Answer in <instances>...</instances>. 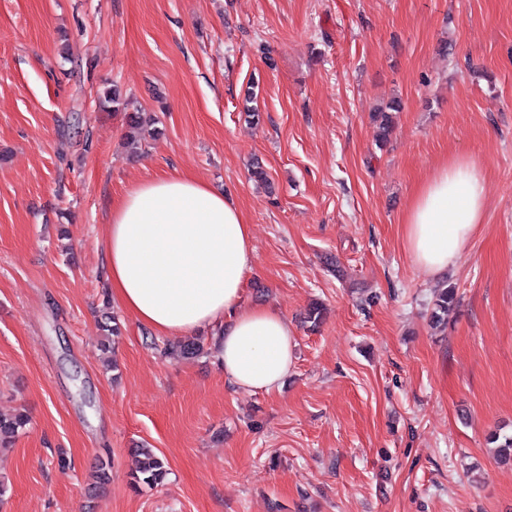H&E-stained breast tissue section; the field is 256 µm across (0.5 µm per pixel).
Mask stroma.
<instances>
[{"mask_svg":"<svg viewBox=\"0 0 512 512\" xmlns=\"http://www.w3.org/2000/svg\"><path fill=\"white\" fill-rule=\"evenodd\" d=\"M112 81L157 121L135 158L123 113L98 106ZM393 98L381 147L372 114ZM459 154L487 211L437 280L402 223ZM170 172L228 192L253 228L243 302L297 340L278 392L162 356L124 312L118 371L103 366L108 213ZM441 281L460 304L437 331ZM19 411L0 512H512V465L487 443L512 434V0H0V414ZM142 443L168 474L137 492ZM259 83L257 85L254 80H251L247 85L245 90L243 106H242V116L244 117V121L250 125H258L263 120L262 112L260 111L258 105H254L258 98V93L256 92V88L259 87Z\"/></svg>","mask_w":512,"mask_h":512,"instance_id":"1","label":"stroma"}]
</instances>
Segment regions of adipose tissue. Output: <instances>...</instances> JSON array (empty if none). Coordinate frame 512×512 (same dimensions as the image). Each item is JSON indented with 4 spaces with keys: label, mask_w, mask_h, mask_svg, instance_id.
Listing matches in <instances>:
<instances>
[{
    "label": "adipose tissue",
    "mask_w": 512,
    "mask_h": 512,
    "mask_svg": "<svg viewBox=\"0 0 512 512\" xmlns=\"http://www.w3.org/2000/svg\"><path fill=\"white\" fill-rule=\"evenodd\" d=\"M486 177L472 158L443 161L404 216L413 263L436 276L452 267L484 220ZM255 253L252 230L230 195L185 174H164L112 208L104 271L113 299L137 323L168 337L216 332V357L234 389L273 393L294 368L287 316L242 301Z\"/></svg>",
    "instance_id": "obj_1"
}]
</instances>
